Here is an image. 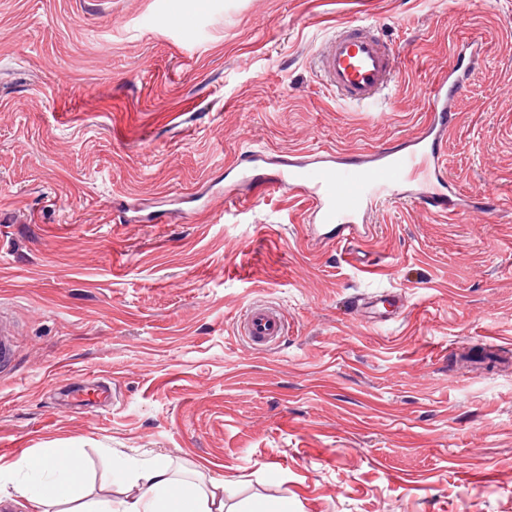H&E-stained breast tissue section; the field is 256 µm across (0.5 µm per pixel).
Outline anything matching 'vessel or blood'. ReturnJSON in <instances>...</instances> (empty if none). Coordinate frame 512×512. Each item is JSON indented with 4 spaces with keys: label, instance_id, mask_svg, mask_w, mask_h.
Wrapping results in <instances>:
<instances>
[{
    "label": "vessel or blood",
    "instance_id": "1",
    "mask_svg": "<svg viewBox=\"0 0 512 512\" xmlns=\"http://www.w3.org/2000/svg\"><path fill=\"white\" fill-rule=\"evenodd\" d=\"M480 50L466 46L448 71L439 76L427 96L430 118L420 135L402 147L384 148L373 157L341 155L334 151L316 154H286L274 159L264 151L241 152L225 170L254 183L257 188L286 185L308 202V215L318 228L312 241L323 247L335 240H358L370 231L365 219L372 201L399 196L400 186L413 184L414 203L431 213L451 215L455 205L447 191L446 166L440 163V147L453 119V98L479 64ZM314 68L323 85L337 100L351 106H368L381 100L392 88L398 58L374 25L357 22L340 27L326 38L313 56ZM363 316L384 323L399 318L404 304L397 296L364 298ZM15 323L0 314V374L9 375L15 358ZM239 333L253 350L277 346L285 334L281 311L263 300L252 302L241 314ZM80 402L97 406L107 403L111 388L100 381L78 384Z\"/></svg>",
    "mask_w": 512,
    "mask_h": 512
}]
</instances>
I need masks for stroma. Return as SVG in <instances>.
Segmentation results:
<instances>
[{"instance_id": "35a3bbf8", "label": "stroma", "mask_w": 512, "mask_h": 512, "mask_svg": "<svg viewBox=\"0 0 512 512\" xmlns=\"http://www.w3.org/2000/svg\"><path fill=\"white\" fill-rule=\"evenodd\" d=\"M0 0V466L76 448L232 485L229 512H512V0ZM377 25L382 103L337 102L311 57ZM482 61L442 146L461 211L377 203L368 238L308 246L289 187L225 176L242 151L366 155L411 140L458 46ZM407 309L373 324L363 297ZM288 333L257 353L254 300ZM112 383L65 406L72 377ZM281 311L264 300L252 302L241 314L239 333L255 351H266L278 345L285 336ZM15 323L7 314H0V374L11 376L10 366L15 358ZM75 392L80 402L97 406L107 403L112 396L111 387L99 380L78 384Z\"/></svg>"}]
</instances>
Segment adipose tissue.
Instances as JSON below:
<instances>
[{
    "label": "adipose tissue",
    "instance_id": "adipose-tissue-1",
    "mask_svg": "<svg viewBox=\"0 0 512 512\" xmlns=\"http://www.w3.org/2000/svg\"><path fill=\"white\" fill-rule=\"evenodd\" d=\"M112 480L133 483L136 495L115 501L89 497L81 456L74 448H43L14 467L0 468V497L24 512H224L229 494L224 481L201 484L184 478L164 460L131 464L116 460Z\"/></svg>",
    "mask_w": 512,
    "mask_h": 512
}]
</instances>
